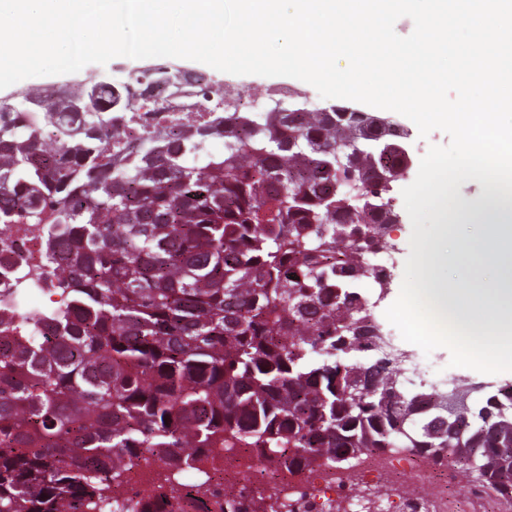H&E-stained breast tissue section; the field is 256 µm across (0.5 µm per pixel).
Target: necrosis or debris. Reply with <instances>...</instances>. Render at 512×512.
Returning a JSON list of instances; mask_svg holds the SVG:
<instances>
[{"label": "necrosis or debris", "mask_w": 512, "mask_h": 512, "mask_svg": "<svg viewBox=\"0 0 512 512\" xmlns=\"http://www.w3.org/2000/svg\"><path fill=\"white\" fill-rule=\"evenodd\" d=\"M264 96V91L249 87L233 92L219 82H204L199 76L174 75L158 68L140 71L130 76L123 102L101 135L107 141L118 138L121 147L131 148L148 137L172 141L182 134H194L196 127L210 122L216 102L236 112ZM45 241L46 231L39 224H11L0 231V302L24 315L32 298L41 297L51 303L61 300L58 290L51 286ZM214 455V466L223 470L225 490L256 498L278 485L285 503L304 512H320L330 495L345 503V512H359L355 484L346 474L317 468L287 477L250 450L218 448ZM163 470L162 463L148 455L130 468L117 493L125 512H135ZM411 474L433 477L434 466L426 459L403 453L383 464L374 456L360 463L361 479L375 484Z\"/></svg>", "instance_id": "obj_1"}]
</instances>
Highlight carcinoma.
I'll return each mask as SVG.
<instances>
[{
  "label": "carcinoma",
  "mask_w": 512,
  "mask_h": 512,
  "mask_svg": "<svg viewBox=\"0 0 512 512\" xmlns=\"http://www.w3.org/2000/svg\"><path fill=\"white\" fill-rule=\"evenodd\" d=\"M25 100L15 112L54 117L55 102ZM75 103L53 144L0 110V225H49L63 295L36 329L0 310V512H115L143 452L177 469L206 448L297 471L358 448L473 460L512 504L511 385L454 417L431 398L412 410L396 366L343 341L373 329L365 259L391 241L381 176L402 173L370 129L318 107L226 112L114 166L91 134L114 87ZM186 496L195 512H278L218 485ZM139 512H184L174 475Z\"/></svg>",
  "instance_id": "carcinoma-1"
}]
</instances>
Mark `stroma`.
I'll list each match as a JSON object with an SVG mask.
<instances>
[{"label": "stroma", "mask_w": 512, "mask_h": 512, "mask_svg": "<svg viewBox=\"0 0 512 512\" xmlns=\"http://www.w3.org/2000/svg\"><path fill=\"white\" fill-rule=\"evenodd\" d=\"M182 67L195 74H205L215 78L228 86H259L277 87L292 86L306 92L313 102H320L321 97L310 84L284 76L264 77L259 75L237 76L223 73L214 68L193 60H182ZM417 176L416 169L404 172L393 184L391 195L397 212L405 210L402 191L412 184ZM484 225L480 215H472L468 220L458 222L451 230L435 228L428 241L425 259L433 266V276L430 283V293H438L443 289L453 290L459 302L454 311L466 317L472 331L481 333L492 330L491 314L499 309L500 296L494 292L492 286L500 276L498 264L482 251H475L469 257L467 264L459 265L448 258L450 247L455 240L463 239L480 242L483 239ZM412 223L410 218L404 217L400 224L389 230V235L396 249L394 251L395 264L391 271L392 281L387 293H380L372 282H364L362 292L368 297L373 307L374 316L384 335L390 339L394 347L405 352L409 360L419 362L424 366L421 376L425 389L446 390L449 380H456L460 385L472 383H485L498 386L512 382V372L499 374H482L468 368L450 366V353L447 349L438 348L431 354L424 352L411 343L404 341L396 327L390 324L385 310L398 298L403 281L405 262L410 253V238Z\"/></svg>", "instance_id": "stroma-1"}]
</instances>
